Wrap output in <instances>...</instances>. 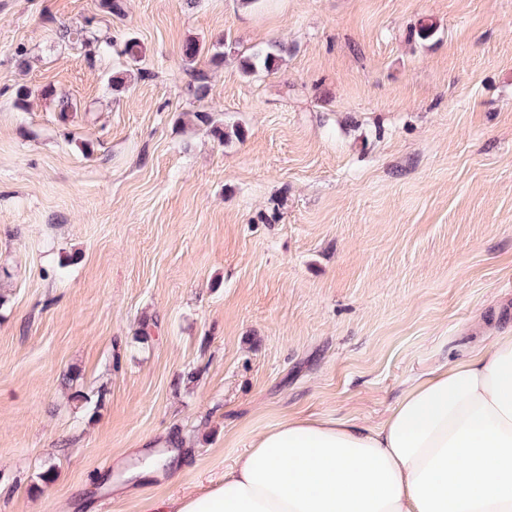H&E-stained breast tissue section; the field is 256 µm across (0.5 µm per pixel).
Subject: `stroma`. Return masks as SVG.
<instances>
[{"mask_svg": "<svg viewBox=\"0 0 512 512\" xmlns=\"http://www.w3.org/2000/svg\"><path fill=\"white\" fill-rule=\"evenodd\" d=\"M123 4L0 0V512H150L512 321V0ZM283 48L277 44L256 49L251 56L242 61V70L245 74H253L259 70L274 73L279 69L282 61Z\"/></svg>", "mask_w": 512, "mask_h": 512, "instance_id": "obj_1", "label": "stroma"}]
</instances>
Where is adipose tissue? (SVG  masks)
<instances>
[{
  "instance_id": "obj_1",
  "label": "adipose tissue",
  "mask_w": 512,
  "mask_h": 512,
  "mask_svg": "<svg viewBox=\"0 0 512 512\" xmlns=\"http://www.w3.org/2000/svg\"><path fill=\"white\" fill-rule=\"evenodd\" d=\"M158 512H512V332L418 377L377 426L288 416Z\"/></svg>"
}]
</instances>
